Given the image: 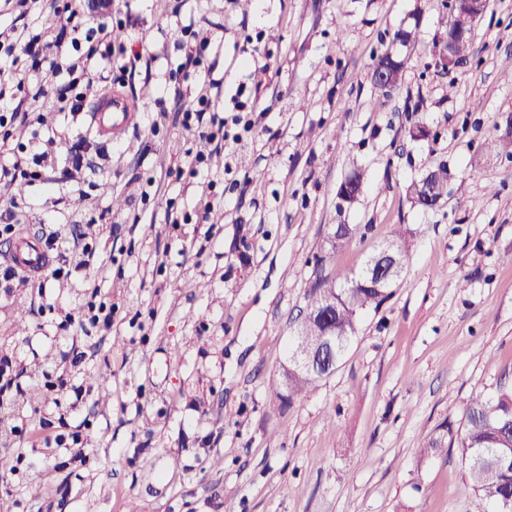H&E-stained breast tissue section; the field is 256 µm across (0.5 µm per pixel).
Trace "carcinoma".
Listing matches in <instances>:
<instances>
[{"mask_svg":"<svg viewBox=\"0 0 512 512\" xmlns=\"http://www.w3.org/2000/svg\"><path fill=\"white\" fill-rule=\"evenodd\" d=\"M466 3L457 6L455 26L445 29L437 37L440 43L453 42L456 60L468 56L473 36L467 34L463 15ZM389 68L394 74L403 72L405 62L388 54L379 56L372 71ZM393 243L401 250L404 262H409L411 230L400 225L395 230ZM389 288H369L354 283L350 273L319 275L306 291L308 307H320L325 298L336 297V329L345 335L336 337V361H341L352 341L356 338L362 318L368 312L378 310L390 297ZM288 365V385L273 379L268 387L269 400L279 407H287L304 399L322 380L319 375ZM457 443L465 475L470 480L479 512H503L502 506L512 504V387H501L493 394L476 393L464 402L461 426L457 430L433 434L424 442L419 453L432 457L448 451L447 442Z\"/></svg>","mask_w":512,"mask_h":512,"instance_id":"carcinoma-1","label":"carcinoma"}]
</instances>
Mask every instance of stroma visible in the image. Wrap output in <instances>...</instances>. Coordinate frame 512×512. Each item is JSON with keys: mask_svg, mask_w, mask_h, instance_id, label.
Returning a JSON list of instances; mask_svg holds the SVG:
<instances>
[{"mask_svg": "<svg viewBox=\"0 0 512 512\" xmlns=\"http://www.w3.org/2000/svg\"><path fill=\"white\" fill-rule=\"evenodd\" d=\"M65 2L42 0L29 31L71 40ZM110 12L113 44H152L151 68L81 80L76 114L54 93L67 65L22 53L21 84L0 86L28 115L0 127V171L20 144L56 157L0 197L26 238L95 249L89 271L0 288V357L22 388L0 407V454L28 463L0 476V512H474L457 450L418 451L459 425L463 399L512 385V158H483L512 114V0H490L468 58L447 70L443 0H110ZM194 50L199 66L185 67ZM385 52L408 60L388 98L370 80ZM203 72L222 86L216 112L244 104L255 126H230L238 142L197 164L198 137L156 102L176 90L191 103ZM115 89L140 109L96 136L87 108ZM413 123L427 139L405 136ZM440 162L445 201L412 206L409 184ZM356 171L364 190L348 205L337 190ZM334 224L362 231L334 252ZM401 225L413 232L401 281L336 371L279 409L268 386L317 257L358 270ZM94 285L117 307L111 328L60 329ZM48 373L69 390L47 391ZM63 420L89 422L87 462L57 445Z\"/></svg>", "mask_w": 512, "mask_h": 512, "instance_id": "35a3bbf8", "label": "stroma"}]
</instances>
